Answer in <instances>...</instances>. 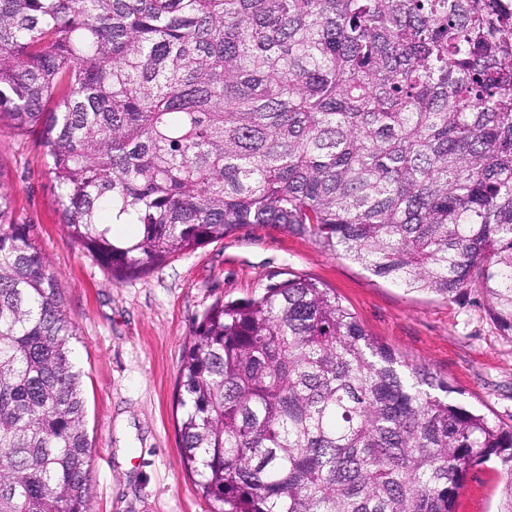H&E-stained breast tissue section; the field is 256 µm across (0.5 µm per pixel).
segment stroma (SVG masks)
Wrapping results in <instances>:
<instances>
[{"mask_svg": "<svg viewBox=\"0 0 512 512\" xmlns=\"http://www.w3.org/2000/svg\"><path fill=\"white\" fill-rule=\"evenodd\" d=\"M0 186L12 193L17 216L33 225L77 327L73 357L92 443L91 512H209L182 463L176 429L182 354L205 311L250 297L273 274L333 290L369 336L447 380L452 399L512 426V335L500 330L479 292L454 301L410 293L307 237L265 224L116 278L65 233L42 155L31 138L5 127ZM502 486L495 463L475 467L455 512H498Z\"/></svg>", "mask_w": 512, "mask_h": 512, "instance_id": "35a3bbf8", "label": "stroma"}]
</instances>
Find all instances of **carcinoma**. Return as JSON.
<instances>
[{
	"label": "carcinoma",
	"instance_id": "1",
	"mask_svg": "<svg viewBox=\"0 0 512 512\" xmlns=\"http://www.w3.org/2000/svg\"><path fill=\"white\" fill-rule=\"evenodd\" d=\"M0 125L115 275L270 224L409 291L475 289L512 335L502 0H0ZM76 336L0 187V512H90ZM448 393L331 289L271 280L193 332L182 460L211 512H454L494 461L512 512V427Z\"/></svg>",
	"mask_w": 512,
	"mask_h": 512
}]
</instances>
